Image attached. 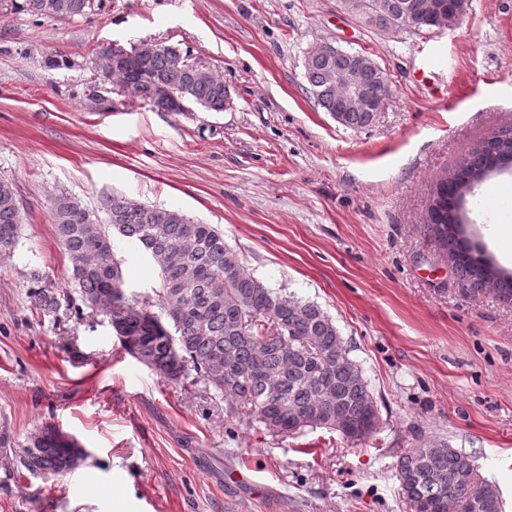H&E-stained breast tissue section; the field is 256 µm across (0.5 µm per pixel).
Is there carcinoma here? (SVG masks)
Returning a JSON list of instances; mask_svg holds the SVG:
<instances>
[{"label":"carcinoma","mask_w":512,"mask_h":512,"mask_svg":"<svg viewBox=\"0 0 512 512\" xmlns=\"http://www.w3.org/2000/svg\"><path fill=\"white\" fill-rule=\"evenodd\" d=\"M428 0H368L369 26L396 30L422 18ZM94 0H24L37 16L72 18L92 11ZM343 65L309 49L305 57L309 92L329 112L346 96L336 82ZM103 77L167 112L196 105L207 112L226 109L228 88L211 69L204 74L180 50L166 45L143 65L117 66L111 57ZM360 81L374 101L382 84L367 58ZM167 82L180 90L175 101L154 97L150 84ZM374 113L358 107L341 113L338 123L369 126ZM512 168V137L494 148L465 157L451 177L436 186L426 230L454 262L459 277L476 290L490 289L512 303V272L496 265L486 249L467 235V196L474 184ZM105 219L67 193L53 198L55 237L70 261V282L82 301L109 318L124 350L155 373L177 381L194 370L224 397L256 412L271 430L337 429L350 441H362L379 425V409L362 367L349 356L333 320L315 303L267 287L246 272L224 242V232L195 221L181 210L145 206L122 194L107 198ZM21 214L13 184L0 179V255L19 243ZM136 242L159 280L154 296H127L122 260L114 236ZM31 291L33 307L55 312L73 302L40 277ZM29 471L64 476L82 467L87 453L67 433L43 426L22 449ZM396 478L411 512H502L499 492L478 474L472 456L448 445L412 448L399 457Z\"/></svg>","instance_id":"carcinoma-1"}]
</instances>
